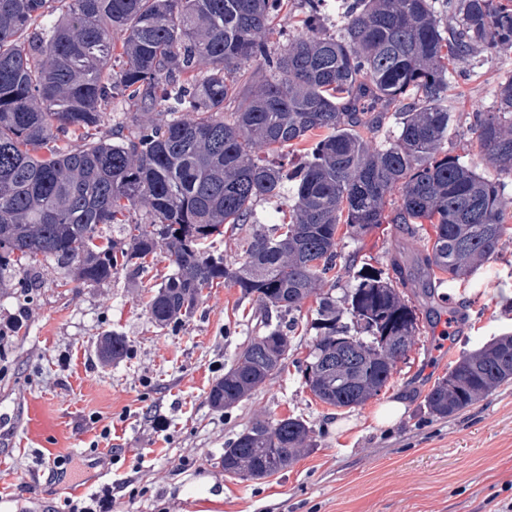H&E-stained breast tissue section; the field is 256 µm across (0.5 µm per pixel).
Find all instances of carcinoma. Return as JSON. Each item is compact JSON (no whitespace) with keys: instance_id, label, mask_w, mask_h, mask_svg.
I'll return each instance as SVG.
<instances>
[{"instance_id":"obj_1","label":"carcinoma","mask_w":512,"mask_h":512,"mask_svg":"<svg viewBox=\"0 0 512 512\" xmlns=\"http://www.w3.org/2000/svg\"><path fill=\"white\" fill-rule=\"evenodd\" d=\"M301 6V33L276 51L266 35L283 0H0V272L41 257L73 268L81 288L163 248L174 271L149 302L163 329L222 282L266 312L296 311L335 281L340 224L359 237L384 223L413 235L426 221L434 237L423 275L397 263L396 280L418 284L431 312L447 303L436 273L465 281L497 254L509 203L502 184L443 152L448 88L475 50L512 48V0H452L451 31L434 0H340L338 35L325 26L328 0ZM231 100L235 111H224ZM120 103L127 124L98 134ZM393 108L397 132L374 149L361 131H378ZM469 125L488 160L512 172V79ZM317 131L285 168L284 150ZM288 184V223L254 233L238 266L206 252L224 225L256 223V203ZM112 224L129 240L103 235ZM357 280L341 309L333 295L319 298L303 369L315 397L336 408L377 396L420 331L392 279L361 271ZM342 311L356 328L340 324ZM264 328L212 385L213 408L234 407L285 366L290 337ZM127 351L120 334L99 340L107 363ZM510 382L504 333L459 357L425 406L451 418ZM310 433L298 416L257 418L225 444L224 473L272 476L310 449Z\"/></svg>"}]
</instances>
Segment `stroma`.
Masks as SVG:
<instances>
[{
    "label": "stroma",
    "instance_id": "1",
    "mask_svg": "<svg viewBox=\"0 0 512 512\" xmlns=\"http://www.w3.org/2000/svg\"><path fill=\"white\" fill-rule=\"evenodd\" d=\"M462 66L466 77L448 92L444 148L503 184L509 199L498 255L469 280L437 284L464 325L449 329L444 312L422 323L378 396L336 408L302 378L316 306L307 299L284 369L222 411L208 403L212 384L264 332L261 310L241 288L205 289L190 317L161 329L148 302L172 272L165 250L143 269L84 288L68 286L53 261L30 264L0 285V512H71L105 487L112 512H205L206 502L183 494L203 476L224 486L214 512H485L489 495L512 500V383L449 419L424 407L460 356L512 332V172L490 164L467 130L470 113L489 110L497 85L512 79V49L475 53ZM291 205L284 192L257 204L256 223L225 229L214 243L225 263L238 262L245 240L280 223ZM432 232L423 224L411 237L381 224L360 237L339 235L335 297L355 287L359 267L383 275L393 257L412 262ZM109 331L126 336L129 350L105 365L97 345ZM394 400L405 404L401 416L376 423L379 407ZM291 415L310 426L312 452L260 480L225 473V443L256 417Z\"/></svg>",
    "mask_w": 512,
    "mask_h": 512
}]
</instances>
